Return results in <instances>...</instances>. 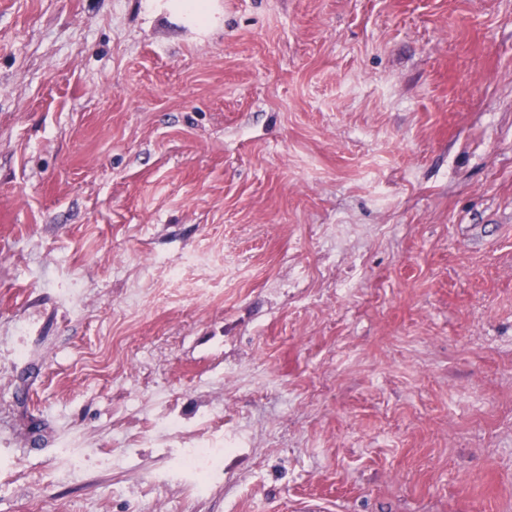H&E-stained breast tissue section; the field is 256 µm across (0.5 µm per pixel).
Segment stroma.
<instances>
[{
    "instance_id": "35a3bbf8",
    "label": "stroma",
    "mask_w": 512,
    "mask_h": 512,
    "mask_svg": "<svg viewBox=\"0 0 512 512\" xmlns=\"http://www.w3.org/2000/svg\"><path fill=\"white\" fill-rule=\"evenodd\" d=\"M212 6L0 0V512H512V0Z\"/></svg>"
}]
</instances>
